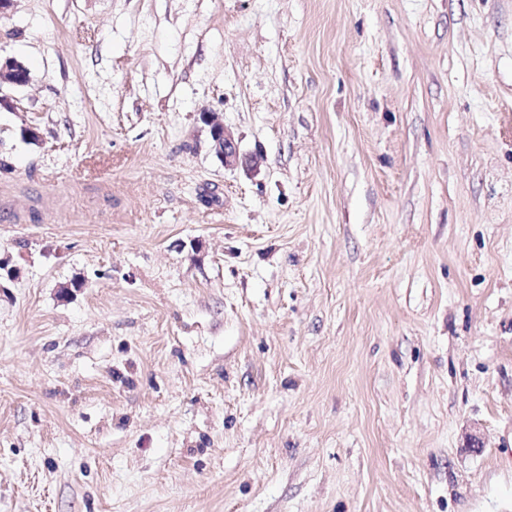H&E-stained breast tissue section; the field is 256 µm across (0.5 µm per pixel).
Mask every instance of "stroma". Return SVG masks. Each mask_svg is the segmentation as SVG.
<instances>
[{
    "label": "stroma",
    "instance_id": "obj_1",
    "mask_svg": "<svg viewBox=\"0 0 512 512\" xmlns=\"http://www.w3.org/2000/svg\"><path fill=\"white\" fill-rule=\"evenodd\" d=\"M0 56V512H512V0H15ZM28 68L13 57H0V105L9 109H20L10 98L2 95L3 88L23 87L30 82ZM201 121L209 127L212 148L224 166L254 167L257 159L240 154L237 142L224 127L223 121L215 111H205L200 114Z\"/></svg>",
    "mask_w": 512,
    "mask_h": 512
}]
</instances>
